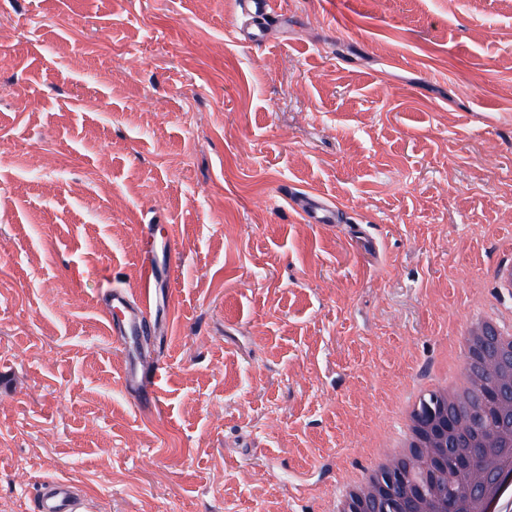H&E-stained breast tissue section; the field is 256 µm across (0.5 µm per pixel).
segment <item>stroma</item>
<instances>
[{
    "instance_id": "1",
    "label": "stroma",
    "mask_w": 512,
    "mask_h": 512,
    "mask_svg": "<svg viewBox=\"0 0 512 512\" xmlns=\"http://www.w3.org/2000/svg\"><path fill=\"white\" fill-rule=\"evenodd\" d=\"M0 0V500L321 512L512 258V0ZM343 213L310 224L291 202ZM156 284L158 411L99 299ZM272 0H238L237 5L240 15L246 20L236 27V32L242 37L241 40L254 44L264 43L269 34L270 26H277L282 23V16L274 15ZM36 512H88L87 496L71 481L43 482L36 494Z\"/></svg>"
}]
</instances>
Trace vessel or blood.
<instances>
[{"instance_id": "b4317fda", "label": "vessel or blood", "mask_w": 512, "mask_h": 512, "mask_svg": "<svg viewBox=\"0 0 512 512\" xmlns=\"http://www.w3.org/2000/svg\"><path fill=\"white\" fill-rule=\"evenodd\" d=\"M243 22L236 31L243 40L261 44L269 34L270 27L281 24V16L273 12V0H237ZM299 211L308 222L333 224L338 210L319 198L306 196L297 203ZM157 280L151 255H144L137 290L126 288L106 289L100 306L109 323L113 342L117 350L125 355L123 382L136 403L144 409L157 406L155 392L156 372L143 367L133 353L132 338L152 335L156 324L151 319L154 290ZM36 512H89L87 497L71 481L52 479L43 482L36 494Z\"/></svg>"}]
</instances>
